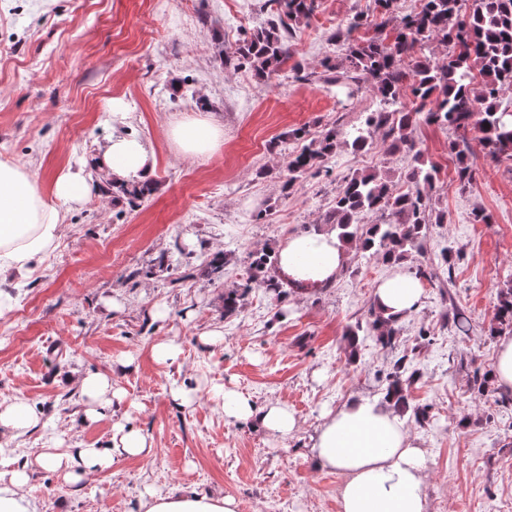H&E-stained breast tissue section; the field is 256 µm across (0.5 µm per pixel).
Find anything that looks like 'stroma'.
I'll list each match as a JSON object with an SVG mask.
<instances>
[{
	"label": "stroma",
	"mask_w": 512,
	"mask_h": 512,
	"mask_svg": "<svg viewBox=\"0 0 512 512\" xmlns=\"http://www.w3.org/2000/svg\"><path fill=\"white\" fill-rule=\"evenodd\" d=\"M264 2L0 0V160L35 172L50 194L60 171L104 147L116 98L157 159L151 195L133 202L92 191L65 208L66 232L37 272L0 285L13 299L0 317V401L24 397L41 416L14 458L59 443L105 445L117 422L153 445L87 484L36 469L39 512H133L148 486L230 495L239 512H340V478L312 456L322 414L355 399L382 402L386 376L404 355L421 372L411 402L428 414L404 420L427 453L429 512H512V400L470 387L475 371L493 366L498 293L512 284V160L487 158L469 131L474 178L460 186L448 156L455 131L413 126L417 149L440 171L432 205L445 215L403 266L426 271L423 301L399 320L394 347L360 337L357 360L347 363L345 332L369 320L374 290L393 267L352 248L328 287L301 290L272 266L279 297L246 289L250 264L288 236L320 228L346 175L378 171L408 190L412 157L392 152L375 130L364 150L338 143L328 173L282 192L288 156L302 147L292 130L349 132L380 111L371 90L331 82L322 65L342 61L331 34L377 8L375 0H320L310 25L289 40L288 66L262 82L222 60L273 21ZM200 115L223 124L224 142L189 158L168 131ZM478 211L489 223L475 222ZM231 290L243 297L228 316ZM459 308L471 317L465 334L454 321ZM218 326L220 341L201 345L199 336ZM161 338L180 345L174 362L154 360ZM88 373L109 375L124 395L93 422L83 421L72 385ZM177 387L197 389L192 406L176 405ZM226 389L258 408L287 404L298 429L283 438L225 418Z\"/></svg>",
	"instance_id": "stroma-1"
}]
</instances>
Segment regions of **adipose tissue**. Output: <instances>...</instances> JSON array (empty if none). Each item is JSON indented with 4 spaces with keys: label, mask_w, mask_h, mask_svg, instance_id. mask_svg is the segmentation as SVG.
I'll return each instance as SVG.
<instances>
[{
    "label": "adipose tissue",
    "mask_w": 512,
    "mask_h": 512,
    "mask_svg": "<svg viewBox=\"0 0 512 512\" xmlns=\"http://www.w3.org/2000/svg\"><path fill=\"white\" fill-rule=\"evenodd\" d=\"M112 120V133L103 151L90 159V167L110 183L149 182L156 167L155 154L129 128L123 101L113 100ZM170 137L181 154L196 157L217 149L224 129L211 119L191 117L176 123ZM92 188L83 170H70L55 179L47 198L34 174L0 161V280L31 277L36 260L50 255L63 236V207L81 201ZM348 258L335 233L320 231L288 237L280 247L278 264L290 280L308 286L333 281ZM422 295L417 278L398 272L377 286L375 303L385 315L401 318L419 308ZM222 407L226 417L254 421L282 437L297 427L293 411L284 403L258 409L242 393L228 390ZM37 423L34 408L24 398L0 403V460ZM151 449L144 434L122 425L115 426L102 448L40 449L33 461L0 470V512H39L30 489L33 467L63 471L68 482L79 484L118 459L141 456ZM312 454L320 468L339 474L341 512H428L422 487L425 451L410 436L399 414L387 406L353 400L328 411L314 438ZM238 507L234 497L197 489L162 492L149 488L138 500V512H238Z\"/></svg>",
    "instance_id": "1"
}]
</instances>
